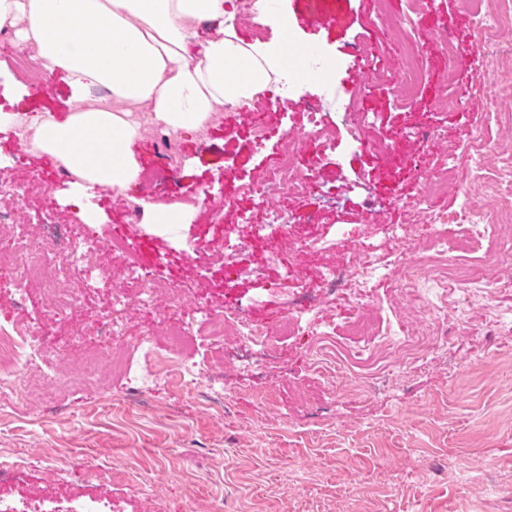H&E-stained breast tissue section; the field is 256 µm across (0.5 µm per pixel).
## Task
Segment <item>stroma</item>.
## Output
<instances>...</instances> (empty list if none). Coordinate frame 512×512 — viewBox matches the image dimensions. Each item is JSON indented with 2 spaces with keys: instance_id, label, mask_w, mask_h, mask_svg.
<instances>
[{
  "instance_id": "obj_1",
  "label": "stroma",
  "mask_w": 512,
  "mask_h": 512,
  "mask_svg": "<svg viewBox=\"0 0 512 512\" xmlns=\"http://www.w3.org/2000/svg\"><path fill=\"white\" fill-rule=\"evenodd\" d=\"M409 2L326 0L323 17L315 19L307 0H285L287 28L268 30L269 41L310 44L335 60L336 80L356 110L375 116L372 125L356 127L339 104L322 101L316 82L299 85L285 100L251 101V111L270 113L285 129L306 126L309 102L321 101L336 147L306 140L298 163L315 183L335 177V187L304 198L281 196L267 210L243 186L275 156L276 146L255 151L238 114L222 111L195 137L165 142L150 127L134 146L142 172L167 167L150 190V202L169 204L188 190L203 191L228 199L221 221L156 233L136 222L137 195L104 191L95 200L100 237L122 228L140 259L156 264L163 279L205 298L215 310L225 297H236L273 330L290 300L317 291L315 277H294L283 265L266 262V244L255 227L270 223L275 213L295 226L294 242L305 247L312 267L339 264L368 248L385 264L411 261L420 283L430 282L422 249L429 223L414 225L416 240L409 247L389 239L382 227L405 223L408 202H420L435 219L460 211L462 191L485 197L492 167L512 166V139L504 131L512 94L492 100L478 89L458 110L435 111V98L455 93L485 63L446 55L431 35L444 27L459 45L470 44L481 0H425L414 10ZM384 11L412 15L423 79L403 102L388 85L364 79L353 58L360 42L391 68L403 66L405 46L378 21ZM0 108L63 118L80 104L59 72L42 77L21 99L0 85ZM478 124L485 131L481 162L469 151ZM427 128L439 129L440 139L422 142ZM59 171L50 159L29 153L24 166L6 177L18 185L46 184L49 194L32 192L27 209L36 212L53 201L56 223L79 236L85 221L65 204L69 184ZM446 180L456 182V190L443 188ZM226 232L244 244L236 256L244 273L232 281L211 250ZM91 267L99 288L73 322L46 320L38 294L18 302L11 280L0 272V321L32 322L49 336L79 337L99 357L93 378L76 362L51 365L41 377L18 374L19 389L43 392L47 399L34 409L14 401L0 405V462L25 461L31 475L27 486H0V496L63 503L79 493L109 499L112 512H193L194 493L212 499L221 512H512V286L452 292L424 315L404 304L399 279L389 276L375 297L305 309L299 333L282 337L275 367L248 376L225 369L229 399L213 409L192 387L178 384L140 397L129 394L112 356H131L132 344L163 315L132 311L121 338L102 336L97 313L111 308L119 277L110 251H102ZM360 317L377 328L393 324L405 335L438 332L448 349L416 359L394 358L385 350L354 358L350 325ZM316 331L327 337L319 348L325 360L340 354L350 359L326 378L309 363ZM50 463L58 477L46 483L40 472ZM136 482L144 494L132 492Z\"/></svg>"
}]
</instances>
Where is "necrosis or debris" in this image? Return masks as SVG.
<instances>
[{"mask_svg": "<svg viewBox=\"0 0 512 512\" xmlns=\"http://www.w3.org/2000/svg\"><path fill=\"white\" fill-rule=\"evenodd\" d=\"M476 25L479 38L470 46V53L482 56L490 63L503 54L512 55V46L502 40L503 35L512 32V0H489L486 9L477 13ZM357 55L359 65L372 81L390 84L402 99L410 94L422 76V69L415 60L391 76L376 64L374 54L368 49H359ZM236 111L247 127L254 147H263L272 140L278 147L260 179L248 182L249 193L265 204L284 192L304 197L317 191V184L307 178L299 166L297 154L298 146L305 138L314 137L321 142L326 139L319 104L310 106L307 126L284 132L264 115L252 112L247 105H238ZM28 195V190L0 180V224L21 222L31 229L24 245L0 251V265L8 267L17 284L41 286L45 296V315L59 320L73 317L80 294L92 286L93 276L86 257L104 248L111 250L113 260L120 262L127 282L126 287L114 292L111 310L98 315L106 335L120 338L123 323L132 307L154 310L162 305L172 308L179 302L182 289L160 287L153 268L140 263L135 248L121 233H113L111 240L106 241L91 230L78 240H70L54 224L52 208L28 214L25 203ZM499 204L496 210L468 204L464 209L466 223L455 238L436 233L434 245L438 274L434 279L435 285L452 281L468 289L476 285L489 287L504 283L506 266L512 263V257L507 255L490 261V276L455 277L451 274L458 247L477 249L483 240L499 232L502 212L512 213V194L500 192ZM387 274V268L367 258H354L324 267L318 273L320 288L317 295L293 300L285 323L286 331H295V322L302 308L326 306L339 296L361 298ZM200 326L204 327L209 343L216 351L215 358L202 368L186 365L183 361L188 338ZM36 334L31 324H0V401L16 395L17 370L38 371L43 347L36 343ZM153 336V331H146L134 346L144 358L145 367L124 365L127 388L140 395L165 382L184 385L194 381L198 384L196 394L199 399L212 407L223 406L227 397L224 387L225 337H238L243 352L236 355L235 360L245 366L259 361L274 363L278 354V333L255 320L251 312L238 303L225 304L220 311L204 304L183 309L179 322L170 333L165 353L156 352Z\"/></svg>", "mask_w": 512, "mask_h": 512, "instance_id": "necrosis-or-debris-1", "label": "necrosis or debris"}]
</instances>
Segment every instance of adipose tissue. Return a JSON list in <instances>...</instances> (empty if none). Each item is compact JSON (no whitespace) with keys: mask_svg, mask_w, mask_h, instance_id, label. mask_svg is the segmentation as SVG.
<instances>
[{"mask_svg":"<svg viewBox=\"0 0 512 512\" xmlns=\"http://www.w3.org/2000/svg\"><path fill=\"white\" fill-rule=\"evenodd\" d=\"M234 14V0H0V29L87 104L63 120L0 110V131L65 169L69 203L97 223V191L136 183L145 127L195 135L286 71L287 43L243 42Z\"/></svg>","mask_w":512,"mask_h":512,"instance_id":"obj_1","label":"adipose tissue"}]
</instances>
